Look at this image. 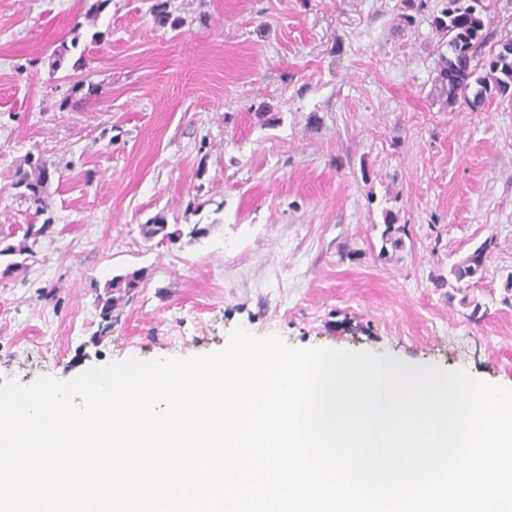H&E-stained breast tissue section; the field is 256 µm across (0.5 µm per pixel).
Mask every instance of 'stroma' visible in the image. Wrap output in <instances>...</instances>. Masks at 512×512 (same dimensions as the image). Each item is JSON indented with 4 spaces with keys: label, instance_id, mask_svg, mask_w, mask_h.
<instances>
[{
    "label": "stroma",
    "instance_id": "1",
    "mask_svg": "<svg viewBox=\"0 0 512 512\" xmlns=\"http://www.w3.org/2000/svg\"><path fill=\"white\" fill-rule=\"evenodd\" d=\"M92 2L0 0V238L48 226L23 268L0 257V382L219 351L241 325L512 387V98L442 93L444 0ZM29 154L57 167L43 215L13 187ZM159 215L178 241L142 236ZM488 245L483 244L476 248L464 260L454 264L451 267L450 275L457 283L466 281L467 279L474 278L479 272L484 269L487 260ZM143 279L144 271L139 269L112 276L111 279L107 280L104 285V294L98 296V302L102 306L103 318H110L112 316V309L117 306L123 294H129L136 288H139Z\"/></svg>",
    "mask_w": 512,
    "mask_h": 512
}]
</instances>
